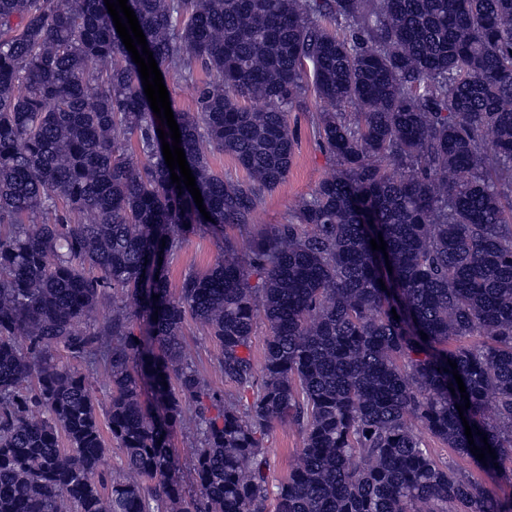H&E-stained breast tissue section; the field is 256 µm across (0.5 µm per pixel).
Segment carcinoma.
<instances>
[{"instance_id":"1","label":"carcinoma","mask_w":512,"mask_h":512,"mask_svg":"<svg viewBox=\"0 0 512 512\" xmlns=\"http://www.w3.org/2000/svg\"><path fill=\"white\" fill-rule=\"evenodd\" d=\"M127 5L160 71L207 75L174 118L211 220L170 179L104 0H0V512H265L270 495L275 512H512L413 427L483 471L512 462V0ZM310 91L336 168L294 220L253 232ZM201 227L224 248L174 294L159 258ZM189 319L236 394L187 357ZM58 351L106 366L105 408ZM463 416L496 457L471 453ZM275 424L302 448L272 491ZM178 427L197 437L189 500ZM105 428L124 456L110 479ZM210 163L214 172L223 175L226 180L234 182H243L246 180L245 172L238 167L231 157L224 155L223 153H211Z\"/></svg>"}]
</instances>
